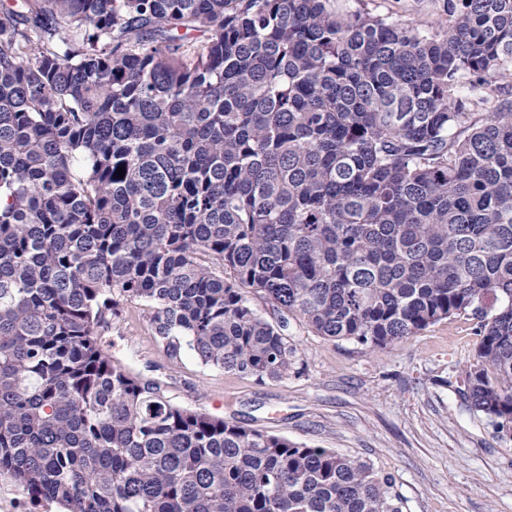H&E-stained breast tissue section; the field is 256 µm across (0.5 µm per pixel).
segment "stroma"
<instances>
[{
  "label": "stroma",
  "instance_id": "1",
  "mask_svg": "<svg viewBox=\"0 0 512 512\" xmlns=\"http://www.w3.org/2000/svg\"><path fill=\"white\" fill-rule=\"evenodd\" d=\"M345 11L444 25L442 0H342ZM299 360L262 383L167 354L146 303L125 302L104 338L135 374L158 381L177 405L310 447L354 455L392 476L403 512H512V438L468 411L460 374L474 354L476 322L439 321L383 350L288 327Z\"/></svg>",
  "mask_w": 512,
  "mask_h": 512
}]
</instances>
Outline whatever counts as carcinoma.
Masks as SVG:
<instances>
[{
    "mask_svg": "<svg viewBox=\"0 0 512 512\" xmlns=\"http://www.w3.org/2000/svg\"><path fill=\"white\" fill-rule=\"evenodd\" d=\"M443 8L0 0V473L64 512H403L358 457L171 403L103 341L124 299L257 382L291 318L385 349L467 315L458 393L512 431V0ZM343 9L354 12L365 9L374 14L389 15L410 21L425 28H438L447 16L442 10L443 0H341Z\"/></svg>",
    "mask_w": 512,
    "mask_h": 512,
    "instance_id": "cac0c4a2",
    "label": "carcinoma"
}]
</instances>
